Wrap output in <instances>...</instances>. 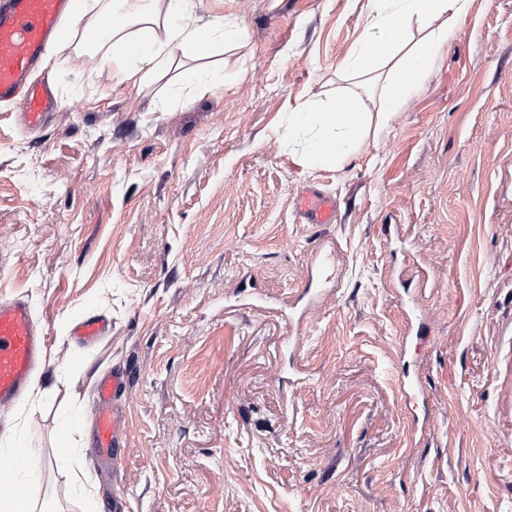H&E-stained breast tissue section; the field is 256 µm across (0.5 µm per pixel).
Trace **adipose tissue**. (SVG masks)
<instances>
[{
	"label": "adipose tissue",
	"mask_w": 512,
	"mask_h": 512,
	"mask_svg": "<svg viewBox=\"0 0 512 512\" xmlns=\"http://www.w3.org/2000/svg\"><path fill=\"white\" fill-rule=\"evenodd\" d=\"M469 0H368L360 37L339 70L358 77L384 78V107L361 111L353 93L336 96L319 109L289 113L291 148L309 164L343 166L357 152L372 126H384L415 91L414 76L428 71L461 30ZM197 0H81L87 43L102 47V61L113 85L146 82L168 69L175 58L190 54L182 70L181 89L201 94L223 83L222 72L208 60L219 48L243 45L242 24L221 16L202 19Z\"/></svg>",
	"instance_id": "obj_1"
}]
</instances>
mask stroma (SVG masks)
<instances>
[{"instance_id":"stroma-1","label":"stroma","mask_w":512,"mask_h":512,"mask_svg":"<svg viewBox=\"0 0 512 512\" xmlns=\"http://www.w3.org/2000/svg\"><path fill=\"white\" fill-rule=\"evenodd\" d=\"M366 8L200 0L248 30L212 58L226 87L179 92L174 68L116 87L72 50L39 70L59 102L43 130L0 106V298L49 337L0 445L37 449V507L512 512V0H470L388 125L306 166L282 120L354 88L336 67ZM307 186L340 197L336 223L299 222ZM89 314L112 324L91 347L72 335ZM118 365L124 455L101 471L59 427L91 419ZM405 370L426 402L406 403Z\"/></svg>"}]
</instances>
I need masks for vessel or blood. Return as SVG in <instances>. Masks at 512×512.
<instances>
[{"mask_svg": "<svg viewBox=\"0 0 512 512\" xmlns=\"http://www.w3.org/2000/svg\"><path fill=\"white\" fill-rule=\"evenodd\" d=\"M76 8V0H0V103L15 105L24 130L43 129L57 107L50 84L32 80L31 74L50 45L68 40L63 16ZM295 209L302 223L332 224L341 201L335 194L305 189L297 195ZM108 328L105 317L89 315L77 334L92 344ZM48 342L27 300L0 299V410L23 399L32 375L44 362ZM129 386L130 370L125 366L113 368L96 382L93 438L98 466L112 468L120 459V428L126 418L123 397Z\"/></svg>", "mask_w": 512, "mask_h": 512, "instance_id": "b4317fda", "label": "vessel or blood"}]
</instances>
